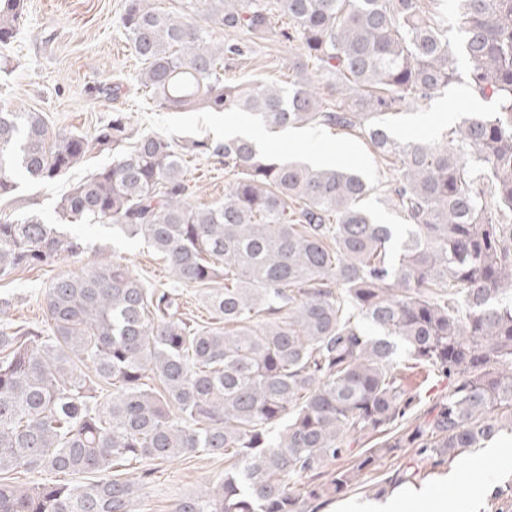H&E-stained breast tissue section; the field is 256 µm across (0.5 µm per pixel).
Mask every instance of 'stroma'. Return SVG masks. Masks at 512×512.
Listing matches in <instances>:
<instances>
[{"instance_id": "1", "label": "stroma", "mask_w": 512, "mask_h": 512, "mask_svg": "<svg viewBox=\"0 0 512 512\" xmlns=\"http://www.w3.org/2000/svg\"><path fill=\"white\" fill-rule=\"evenodd\" d=\"M123 0H26L25 15L10 44H0V104L9 103L23 112H40L55 130L90 133L107 121L113 112L125 113L131 125L141 133H156L182 140L224 139V124L232 121L242 131L254 128L245 114L190 112L155 108L139 82L142 65L134 56L120 23ZM288 27L283 15H276L263 36L248 38L251 58L227 72L230 82L248 81L281 84L288 79L286 63L296 54L295 44L282 33ZM452 113L450 124H435L431 118L440 106ZM490 99L471 97L465 84L459 83L438 92L431 100L411 106L395 121L398 139L445 142L450 126L481 112H491ZM265 148L293 160H304L309 149L347 150L349 167L355 168L372 188L364 205L385 223H401V216L388 210L377 189L379 181L391 177L370 144L358 135L340 129L287 128L266 132ZM111 153L93 155L52 182H36L25 174L15 177L16 189L0 198V211L16 217L39 215L45 223H59L57 204L67 191L95 169L111 164ZM187 177L192 186L190 202L207 206L224 197V164L213 156H197L188 164ZM66 230L81 237L84 254L58 262L20 269L0 278V301H9L6 319L18 323H40L45 319L44 292L50 283L66 273H75L101 257H121L130 270L148 283L173 285L172 271L143 239H130L108 224H70ZM512 447V436L505 434L470 453L485 474V489L479 490L463 479V465L449 464L447 473L431 474L420 483L418 494L454 481L455 491L469 500L473 512H512V500L495 501L491 495L498 485L512 481V470L502 469L497 452ZM399 459L379 458L375 470L366 474L360 487L324 502L318 512H340L341 506L371 500L376 485L391 475ZM224 477V460L209 455H185L155 465L149 481L140 487L135 512H171L174 502L194 494L201 485Z\"/></svg>"}]
</instances>
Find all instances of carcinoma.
Segmentation results:
<instances>
[{
  "mask_svg": "<svg viewBox=\"0 0 512 512\" xmlns=\"http://www.w3.org/2000/svg\"><path fill=\"white\" fill-rule=\"evenodd\" d=\"M455 2L466 87L497 109L441 144L390 128L459 78L422 0H196L212 23L254 36L286 15L283 37L327 76L334 107L292 58L288 87L227 83L248 45L215 46L151 0L123 3L156 107L354 131L396 163L381 191L404 221L400 237L366 210L370 187L352 171L270 157L246 137L138 134L123 112L82 134L0 108V197L17 170L51 182L112 153L60 199L62 218L143 238L214 318L194 321L178 289L99 259L51 283L43 324L1 321L0 475L89 481L0 480V512H134L151 471L119 468L198 451L224 456V479L171 512H306L354 488L382 455L412 451L380 494L512 433V0ZM23 10L24 0H0V44ZM189 155L223 160L224 200L190 204ZM85 251L37 215L0 214V277ZM409 361L448 380L425 410L404 385ZM361 436L379 442L361 448Z\"/></svg>",
  "mask_w": 512,
  "mask_h": 512,
  "instance_id": "obj_1",
  "label": "carcinoma"
}]
</instances>
